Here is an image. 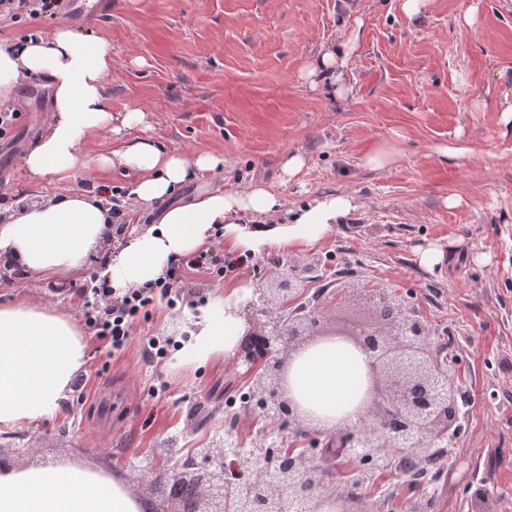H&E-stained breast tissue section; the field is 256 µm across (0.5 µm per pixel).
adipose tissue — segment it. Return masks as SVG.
<instances>
[{"label":"adipose tissue","mask_w":512,"mask_h":512,"mask_svg":"<svg viewBox=\"0 0 512 512\" xmlns=\"http://www.w3.org/2000/svg\"><path fill=\"white\" fill-rule=\"evenodd\" d=\"M359 33L321 48L312 67L337 95ZM112 50L101 40H78L60 28L14 44H0V104L9 102L22 79L48 77L56 115L44 136L23 157L31 177H63L96 165L135 173L131 189L142 206L163 202L158 222L111 246L112 210L102 194L67 192L53 200L23 204L0 219V259L31 277L80 278L92 253H101V277L127 292L156 281L170 266L194 257L222 229L227 256L248 258L273 250L300 252L335 232L340 218L358 207L348 193L316 196L298 208L264 185L198 192L173 201L179 187L201 173L217 174L224 159L210 153L160 149L148 137L122 143L111 154L87 159L80 151L112 112L104 77ZM246 287L212 295L178 350L186 361L203 363L232 354L246 331L240 301ZM86 342L72 315L19 296L0 303V433L52 416L86 363ZM367 358L352 345L328 339L292 353L286 370L288 398L326 427L356 423L367 388ZM0 512H150L124 483L76 463L56 467L0 468Z\"/></svg>","instance_id":"ef3b65f1"}]
</instances>
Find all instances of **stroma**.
<instances>
[{"instance_id":"35a3bbf8","label":"stroma","mask_w":512,"mask_h":512,"mask_svg":"<svg viewBox=\"0 0 512 512\" xmlns=\"http://www.w3.org/2000/svg\"><path fill=\"white\" fill-rule=\"evenodd\" d=\"M112 14L90 23L58 14L39 20L0 16V43L67 28L112 49L105 93L110 128L82 146L86 157L111 152L139 136L169 150L204 149L224 158V175L204 174L180 188L190 200L204 188L265 185L289 206L325 192L354 195L359 207L334 234L307 248L319 258L314 280L343 271L341 300L326 321L368 319L366 288L384 284L425 324L432 344L455 355L454 382L470 400L466 428L444 455L431 490L410 489L386 473L361 490L366 512H512V0H429L408 15L404 0H112ZM359 27L358 48L344 71L349 88L338 99L329 83L304 86L301 74L323 46ZM24 107L0 135V212L22 198L46 200L63 190L116 186L132 229L157 222L162 204L138 206L128 192L135 176L123 167L90 166L66 178L34 179L22 166L26 151L54 118L47 78L23 80L10 102ZM137 109L144 123L122 124ZM396 144V160L381 170L362 167L379 144ZM308 165L282 181L286 155ZM430 243L448 256L426 271L417 251ZM263 254L244 270L191 274L189 305L155 297L134 322L137 339L112 352L88 335L87 363L56 413L20 437L0 436V460L16 468L65 460L121 477L135 496L161 512L176 504L139 480L141 471L176 460L233 427L243 446L259 420L237 409L225 416L219 392L244 391L231 358L202 365L168 357L143 358L139 337L157 336L176 350L171 333L185 307L204 305L217 291L240 285L247 323L262 321V293L280 264ZM98 255L81 280L33 278L14 269L0 277V303L23 293L80 316L83 283L93 282Z\"/></svg>"}]
</instances>
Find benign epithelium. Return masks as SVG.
<instances>
[{
	"instance_id": "benign-epithelium-1",
	"label": "benign epithelium",
	"mask_w": 512,
	"mask_h": 512,
	"mask_svg": "<svg viewBox=\"0 0 512 512\" xmlns=\"http://www.w3.org/2000/svg\"><path fill=\"white\" fill-rule=\"evenodd\" d=\"M317 269L314 257L288 264L276 287L263 295L270 305L263 324L247 331L232 358L246 369L247 409L272 428L260 430L251 448L226 435L194 449L193 464L178 472L141 473L153 486L172 481L189 489V495L175 498L177 512H321L329 500L336 512H348L351 495L331 498L326 470L300 445L341 440V476L349 485L367 464L383 473L407 462L399 474L414 478L424 472L430 449L446 448L457 438L461 412L451 364L428 343L415 312L397 301V312L387 318L338 320L333 327L325 326L316 305L296 315L290 307L301 301V285ZM333 337L366 355L367 401L357 423L318 428L286 397V361L297 347Z\"/></svg>"
}]
</instances>
